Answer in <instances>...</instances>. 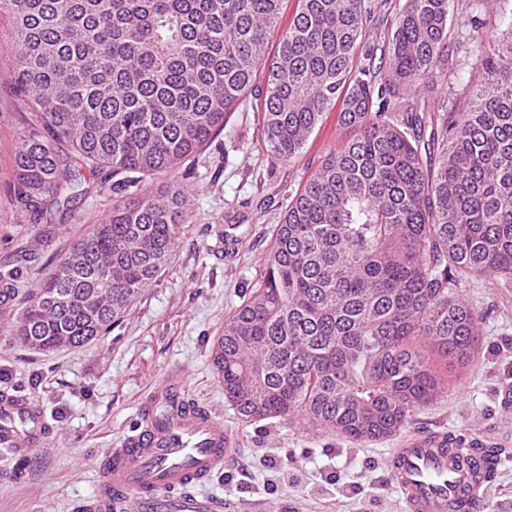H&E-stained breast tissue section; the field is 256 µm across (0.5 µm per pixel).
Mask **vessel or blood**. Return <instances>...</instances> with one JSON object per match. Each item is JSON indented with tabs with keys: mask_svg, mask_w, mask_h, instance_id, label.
I'll return each instance as SVG.
<instances>
[{
	"mask_svg": "<svg viewBox=\"0 0 512 512\" xmlns=\"http://www.w3.org/2000/svg\"><path fill=\"white\" fill-rule=\"evenodd\" d=\"M187 378L169 370L138 412L135 426L98 469L101 491L82 512H124L138 497L150 512H224L219 497L192 493L194 483L223 473L237 456L238 439L220 415L185 399ZM48 443L43 410L22 396L0 394V446L18 456ZM448 433L414 435L387 460L405 512H475L489 491L488 463L473 455L458 463Z\"/></svg>",
	"mask_w": 512,
	"mask_h": 512,
	"instance_id": "obj_1",
	"label": "vessel or blood"
}]
</instances>
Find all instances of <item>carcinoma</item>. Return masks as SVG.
Instances as JSON below:
<instances>
[{
  "label": "carcinoma",
  "mask_w": 512,
  "mask_h": 512,
  "mask_svg": "<svg viewBox=\"0 0 512 512\" xmlns=\"http://www.w3.org/2000/svg\"><path fill=\"white\" fill-rule=\"evenodd\" d=\"M285 2L0 0L29 112L11 205L36 224L70 202V154L116 177L112 212L25 294L15 335L49 352L120 320L181 237L182 166L247 96L274 162L336 110L351 135L288 195L212 364L242 421L387 439L447 389L427 351L465 367L481 347L485 315L463 279L512 288V0H497L506 44L465 85L450 77L484 41L483 0L473 15L407 0L376 46L366 0H296L289 17ZM146 179L158 188L143 192Z\"/></svg>",
  "instance_id": "carcinoma-1"
}]
</instances>
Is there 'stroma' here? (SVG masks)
<instances>
[{
  "label": "stroma",
  "mask_w": 512,
  "mask_h": 512,
  "mask_svg": "<svg viewBox=\"0 0 512 512\" xmlns=\"http://www.w3.org/2000/svg\"><path fill=\"white\" fill-rule=\"evenodd\" d=\"M14 59L0 48V275L18 289L0 306V392L18 390L45 412L51 445L19 457L0 448V512H79L97 493L96 471L126 434L148 394L173 367L187 375V397L213 409L239 437L223 475L193 485L224 500V512H403L386 460L404 436L434 431L487 440L492 488L478 512H512V288L466 280L463 299L484 310V342L465 368L428 355L447 391L417 411L403 435L354 445L294 420L242 422L224 398L211 348L225 319L264 269L270 231L286 198L347 138L328 117L292 162H272L261 147L250 104L190 166L187 222L170 259L121 320L76 348L37 352L14 330L22 294L39 285L77 239L109 214V171H82L83 195L68 214L28 223L8 202L18 131L10 77Z\"/></svg>",
  "instance_id": "1"
}]
</instances>
